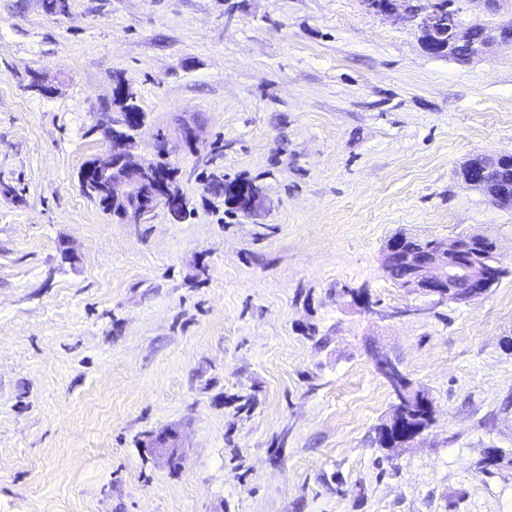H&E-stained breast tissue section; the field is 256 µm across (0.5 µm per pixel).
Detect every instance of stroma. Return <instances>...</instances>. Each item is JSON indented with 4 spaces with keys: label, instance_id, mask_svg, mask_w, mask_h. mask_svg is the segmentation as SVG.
Here are the masks:
<instances>
[{
    "label": "stroma",
    "instance_id": "1",
    "mask_svg": "<svg viewBox=\"0 0 512 512\" xmlns=\"http://www.w3.org/2000/svg\"><path fill=\"white\" fill-rule=\"evenodd\" d=\"M119 77L185 218L81 188ZM477 154L512 155V44L434 56L366 0H0V512H512V275L439 304L381 263L397 233L512 263ZM380 355L434 405L395 452ZM228 200L244 215L251 214L262 198L261 188L255 183H236L230 186ZM235 208V209H236Z\"/></svg>",
    "mask_w": 512,
    "mask_h": 512
}]
</instances>
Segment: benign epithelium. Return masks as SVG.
<instances>
[{"label":"benign epithelium","instance_id":"benign-epithelium-1","mask_svg":"<svg viewBox=\"0 0 512 512\" xmlns=\"http://www.w3.org/2000/svg\"><path fill=\"white\" fill-rule=\"evenodd\" d=\"M371 9L384 14L403 11L417 21L426 50L438 55L466 50L467 57H477L496 45L509 44L499 29L485 30L484 39L474 44L468 39L470 25L453 13L445 14L440 0H433L431 8L423 12L413 0H368ZM99 121L106 131V151L87 160L80 171V183L91 196L109 204L117 199L126 210L124 221L142 224L162 205L171 212L186 206L182 194L168 186L167 168L159 158L169 155L166 145L155 146L156 158L147 159L140 151L134 133L144 125V116L119 113L113 117L104 112ZM181 141L194 147L199 141V127L185 121L180 126ZM509 162L508 157L476 155L469 160L465 181L472 187H485V174ZM262 198L261 188L254 182L230 186L228 200L244 215L251 214ZM408 237L395 235L388 239L383 251V265L389 266L403 259L406 276L401 287L429 296L438 303L448 301L470 304L490 292L495 284L512 272L498 253L497 245L489 238L475 234L471 238L439 240L415 253L402 254ZM345 297L364 313L375 314L370 295L357 288L343 289ZM376 371L386 380L395 395L397 408L386 423L390 427L402 412L404 398L410 397L426 408H432L427 393L414 389L412 382L391 359H375Z\"/></svg>","mask_w":512,"mask_h":512}]
</instances>
